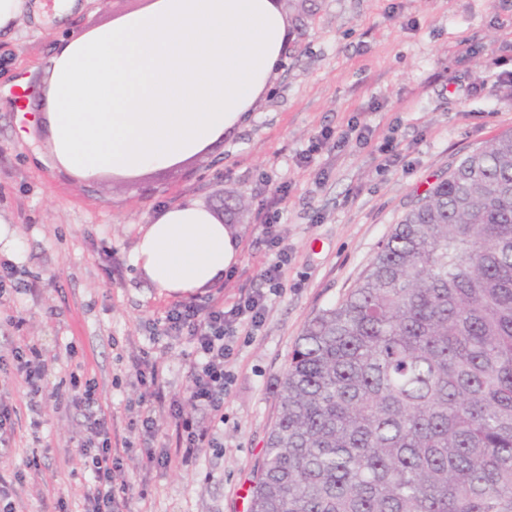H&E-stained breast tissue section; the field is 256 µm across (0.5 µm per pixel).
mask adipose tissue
<instances>
[{"instance_id": "1", "label": "adipose tissue", "mask_w": 512, "mask_h": 512, "mask_svg": "<svg viewBox=\"0 0 512 512\" xmlns=\"http://www.w3.org/2000/svg\"><path fill=\"white\" fill-rule=\"evenodd\" d=\"M82 0H0V33L65 25ZM279 0H150L97 29L57 36L42 79L53 156L73 176L180 164L245 121L288 34ZM238 231L187 200L162 209L133 263L160 292L209 287L237 265Z\"/></svg>"}]
</instances>
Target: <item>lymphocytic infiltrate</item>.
<instances>
[{"label":"lymphocytic infiltrate","mask_w":512,"mask_h":512,"mask_svg":"<svg viewBox=\"0 0 512 512\" xmlns=\"http://www.w3.org/2000/svg\"><path fill=\"white\" fill-rule=\"evenodd\" d=\"M287 264V251L279 249L276 261L265 270L264 289L251 291L232 306L177 304L166 312L168 330L187 334L193 346L194 358L187 366L188 403L207 411L215 421L224 419V391L230 378L224 363L231 353V344L238 333L252 334L261 325L267 293L279 287ZM136 376L146 388L143 395L146 414L142 420L146 433L155 434L161 418L167 416L176 422L182 460H190L210 447L209 432L185 417L182 406L167 403L156 370L140 369ZM69 402L82 416V448L89 460L91 484L87 512H114L112 474L119 467L120 459L112 453L107 415L100 405L96 384L84 383L70 395Z\"/></svg>","instance_id":"lymphocytic-infiltrate-1"}]
</instances>
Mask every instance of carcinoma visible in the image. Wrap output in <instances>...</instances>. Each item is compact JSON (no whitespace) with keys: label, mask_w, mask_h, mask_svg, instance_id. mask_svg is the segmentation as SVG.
Wrapping results in <instances>:
<instances>
[{"label":"carcinoma","mask_w":512,"mask_h":512,"mask_svg":"<svg viewBox=\"0 0 512 512\" xmlns=\"http://www.w3.org/2000/svg\"><path fill=\"white\" fill-rule=\"evenodd\" d=\"M278 405L250 512H512V133L308 321Z\"/></svg>","instance_id":"obj_1"}]
</instances>
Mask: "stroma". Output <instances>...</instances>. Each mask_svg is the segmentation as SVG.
Masks as SVG:
<instances>
[{
    "label": "stroma",
    "mask_w": 512,
    "mask_h": 512,
    "mask_svg": "<svg viewBox=\"0 0 512 512\" xmlns=\"http://www.w3.org/2000/svg\"><path fill=\"white\" fill-rule=\"evenodd\" d=\"M147 0H88L68 24L92 30ZM288 50L248 122L196 157L136 177L77 181L56 166L45 131L31 125L42 66L54 40L20 24L0 34V221L16 228L19 258L0 278V402L14 432L0 446V475L15 512L63 501L85 512L90 484L69 407L72 376L94 380L111 423L118 512H248L247 493L278 412V384L306 323L336 303L404 214L449 168L494 137L512 133V0H284ZM374 129L371 144L307 148L351 117ZM400 161L382 168L384 142ZM280 195L278 226L291 261L253 339L237 341L226 368L222 424L196 459L176 454L174 421L144 435L137 365H156L167 397L181 399L192 350L167 334L166 311L185 302L237 301L262 287L275 260L261 209ZM194 200L237 225L241 256L220 282L167 295L136 271L142 229L162 208ZM37 346L49 369L32 412L13 359ZM171 456L148 464L147 453Z\"/></svg>",
    "instance_id": "stroma-1"
}]
</instances>
